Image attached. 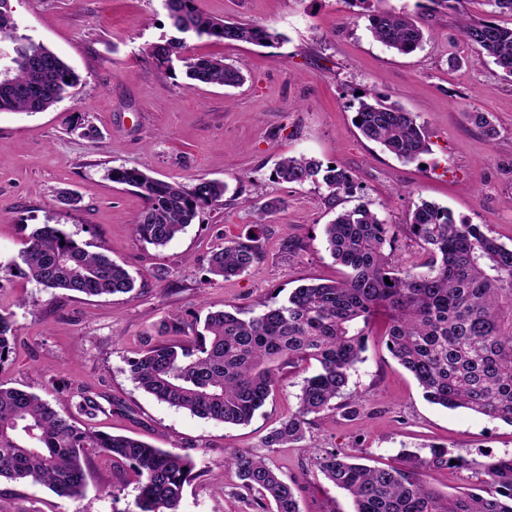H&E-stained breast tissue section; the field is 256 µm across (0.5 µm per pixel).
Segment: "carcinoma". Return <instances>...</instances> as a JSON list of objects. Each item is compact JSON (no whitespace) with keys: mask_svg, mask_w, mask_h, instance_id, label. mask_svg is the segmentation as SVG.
Segmentation results:
<instances>
[{"mask_svg":"<svg viewBox=\"0 0 512 512\" xmlns=\"http://www.w3.org/2000/svg\"><path fill=\"white\" fill-rule=\"evenodd\" d=\"M171 27L179 33L151 45L150 57L169 70L180 64L192 84L235 87L243 65L222 57L186 54L184 36L261 46L281 35L242 21L198 12L194 0H165ZM373 38L400 54L422 47L424 31L413 16L392 10L370 15ZM467 44L493 58L512 76V27L459 14ZM0 112H43L60 102L78 81L74 70L41 43L17 34L10 0H0ZM469 121L493 139V116L468 113ZM355 122L363 136L396 158L417 160L429 151L416 116L379 97L359 100ZM136 189L144 199L134 215L139 241L165 246L183 233L205 205L221 201L225 182L163 181L124 166L107 174ZM272 177L282 183L322 186L334 200L352 189L342 168L312 158L280 159ZM408 230L430 253L427 271L395 258V232L367 205L339 212L325 227L328 250L344 267L330 283L302 285L283 301H261L258 310H220L203 327L174 315L157 337L146 334L143 348L127 361L131 380L172 407L203 419L249 423L275 389L283 366L315 363L305 378L296 409L264 438L275 448L306 439L310 416L358 411L343 400L351 370L378 320L385 322L386 346L408 370L432 404L464 408L512 426V248L488 236L479 224L456 220L446 207L423 200ZM259 236L227 240L209 258V272L223 279L241 275L260 259ZM4 270L46 290L86 296L128 293L134 279L102 252L88 249L63 229L35 228ZM16 339L13 314L0 311V368L10 360ZM101 454L129 467L137 484V512H179L186 484L200 476L197 462L142 441L77 425L70 414L29 391L0 380V478L41 484L63 499L85 496L87 460ZM456 464H451V461ZM224 463L236 469L241 488L257 512H299L293 488L264 461L235 450ZM472 470L482 479L463 495L443 498L422 483L418 467ZM318 470L352 497L354 512H512V456L479 463L432 448L431 457L387 468L327 452L315 458Z\"/></svg>","mask_w":512,"mask_h":512,"instance_id":"1","label":"carcinoma"}]
</instances>
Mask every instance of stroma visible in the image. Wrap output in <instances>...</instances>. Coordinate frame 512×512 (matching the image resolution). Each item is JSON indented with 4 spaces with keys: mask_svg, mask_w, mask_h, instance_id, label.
<instances>
[{
    "mask_svg": "<svg viewBox=\"0 0 512 512\" xmlns=\"http://www.w3.org/2000/svg\"><path fill=\"white\" fill-rule=\"evenodd\" d=\"M20 35L56 52L79 76L68 95L43 112H0V263L8 264L31 230L60 225L128 270L127 294L88 297L47 291L0 276V308L13 312V359L0 368L9 385L44 396L79 389L102 408L96 423L114 435L203 459L208 471L187 487L181 512H253L224 458L249 450L269 459L296 489L300 512H354L349 496L327 481L315 454L336 451L384 467L403 452L428 458L431 447L480 462L512 455V426L464 409L427 402L414 377L391 356L375 325L346 388L357 415L313 417L305 445L267 448L263 439L295 409L306 373L287 367L273 396L246 425L202 419L157 400L130 379L127 360L170 313L194 322L208 312L287 297L300 285L342 274L324 226L344 209L368 204L397 230L395 254L427 255L406 231L416 204L446 207L512 247V78L468 45L457 13L429 14L428 0H195L203 13L282 34L263 47L187 37L191 55L242 63L235 88L188 85L182 71L158 66L150 45L173 30L163 0H10ZM423 20L425 41L403 55L376 42L374 10ZM458 57V67L448 65ZM403 107L424 126L429 151L405 162L365 139L354 124L360 96ZM491 113L499 134L488 139L467 118ZM98 138L86 137L87 127ZM305 154L345 169L351 194L280 183L272 172L285 156ZM135 167L154 178L226 182L221 202L163 247L139 241L133 216L143 198L112 182L109 169ZM76 206L60 201L62 192ZM279 207L266 219L268 200ZM261 224L262 258L242 275L211 277V250ZM169 270L166 280L157 269ZM84 498L62 499L46 487L0 480V512H136L135 484L101 456L87 464Z\"/></svg>",
    "mask_w": 512,
    "mask_h": 512,
    "instance_id": "35a3bbf8",
    "label": "stroma"
}]
</instances>
